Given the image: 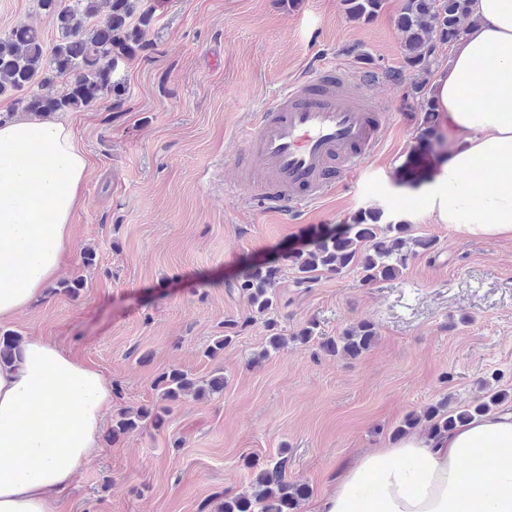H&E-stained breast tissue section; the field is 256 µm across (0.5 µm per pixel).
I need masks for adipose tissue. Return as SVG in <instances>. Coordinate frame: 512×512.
<instances>
[{"label": "adipose tissue", "instance_id": "adipose-tissue-1", "mask_svg": "<svg viewBox=\"0 0 512 512\" xmlns=\"http://www.w3.org/2000/svg\"><path fill=\"white\" fill-rule=\"evenodd\" d=\"M475 23L431 84L448 152L426 188L439 223L470 236L512 235V0H472ZM494 84L490 99L479 88ZM87 162L70 126L23 114L0 123V324L43 297L73 252L70 217ZM112 386L54 343L23 340L0 366V512H56L99 451ZM484 451L483 466L461 464ZM372 497H362L367 485ZM315 512H512V411L448 434H415L342 470Z\"/></svg>", "mask_w": 512, "mask_h": 512}]
</instances>
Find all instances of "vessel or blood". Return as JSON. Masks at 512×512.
<instances>
[{"label":"vessel or blood","mask_w":512,"mask_h":512,"mask_svg":"<svg viewBox=\"0 0 512 512\" xmlns=\"http://www.w3.org/2000/svg\"><path fill=\"white\" fill-rule=\"evenodd\" d=\"M349 70L319 69L284 89L240 139L259 168L240 167L252 203L288 214L323 198L375 147L386 129V102L363 96Z\"/></svg>","instance_id":"1"}]
</instances>
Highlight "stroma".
Returning a JSON list of instances; mask_svg holds the SVG:
<instances>
[{
	"label": "stroma",
	"mask_w": 512,
	"mask_h": 512,
	"mask_svg": "<svg viewBox=\"0 0 512 512\" xmlns=\"http://www.w3.org/2000/svg\"><path fill=\"white\" fill-rule=\"evenodd\" d=\"M146 50L116 75L122 103L63 113L88 161L71 216L74 251L39 303L6 323L100 370L112 409L157 403L173 367L223 375V394L176 402L163 428L111 438L59 496V512H216L221 495L253 491L244 458L286 456L288 481L313 512L345 464L393 440L412 413L512 391V237H473L437 223L424 191L448 145L421 133L397 30L403 0L368 22L342 0H145ZM19 23L54 40L36 0H0V33ZM321 62L354 72L392 107L387 130L344 186L288 221L255 209L234 178L239 130L276 93ZM411 224L435 246L393 279L320 274L300 286L285 254L338 232L365 208ZM96 262L83 267L82 254ZM281 266L276 318L292 337L308 321L339 335L372 322L352 359L292 343L260 359L267 332L238 290L255 263ZM83 277L78 296L63 283ZM238 321L216 358L209 343Z\"/></svg>",
	"instance_id": "35a3bbf8"
}]
</instances>
